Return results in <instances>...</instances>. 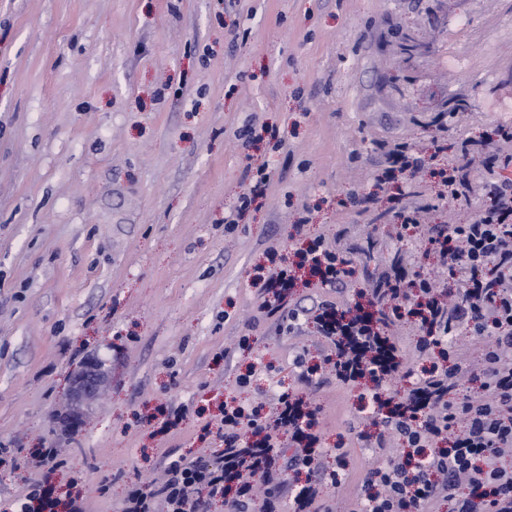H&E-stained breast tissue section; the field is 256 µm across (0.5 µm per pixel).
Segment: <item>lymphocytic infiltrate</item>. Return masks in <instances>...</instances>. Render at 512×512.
I'll list each match as a JSON object with an SVG mask.
<instances>
[{"mask_svg": "<svg viewBox=\"0 0 512 512\" xmlns=\"http://www.w3.org/2000/svg\"><path fill=\"white\" fill-rule=\"evenodd\" d=\"M498 160L485 170L487 191L476 214L426 240L443 278L417 273L408 279L393 262L352 306L288 309L284 303L301 275L324 288L340 286L353 272L352 252L315 238L297 249V262L274 250L267 254L264 311L287 312L293 328L313 318L330 343L326 361L337 383L366 386L360 405L369 410L375 430H356L357 439L377 448L393 439L400 444L399 454L363 481V512H432L440 499L451 512H512V468L501 462L503 450L512 448V180L498 177L512 168V153L500 152ZM409 320L420 334L408 363L394 329ZM462 324L483 342L477 362L450 341ZM399 377L411 381L401 394L392 389ZM319 414L318 407L285 391L269 417L257 407H225L216 459L167 454L164 480L133 486L121 512H202L206 500L220 496L227 512H247L259 483L268 512H277L284 491L294 512H309L314 482L289 486L283 476L317 471L323 453ZM281 429L294 444L287 459ZM10 512H85V505L73 492L34 484L14 499Z\"/></svg>", "mask_w": 512, "mask_h": 512, "instance_id": "obj_1", "label": "lymphocytic infiltrate"}]
</instances>
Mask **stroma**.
Instances as JSON below:
<instances>
[{"label":"stroma","instance_id":"stroma-1","mask_svg":"<svg viewBox=\"0 0 512 512\" xmlns=\"http://www.w3.org/2000/svg\"><path fill=\"white\" fill-rule=\"evenodd\" d=\"M509 101L512 0H0V512L72 473L86 512H120L165 452L218 450L201 428L221 404L268 408L284 390L322 409L326 512H358L386 457L351 432L362 389L299 380L295 357L329 347L313 323L288 332L260 310L259 268L301 238L369 246L343 285L296 288L308 308L351 303L398 249L440 277L376 177L399 140L440 137L448 161L460 140L495 138ZM262 165L264 197L226 227ZM440 189L422 173L427 228L470 214ZM89 356L108 385L69 432ZM162 406L187 409L175 436L156 432ZM37 448L66 470L36 468Z\"/></svg>","mask_w":512,"mask_h":512}]
</instances>
